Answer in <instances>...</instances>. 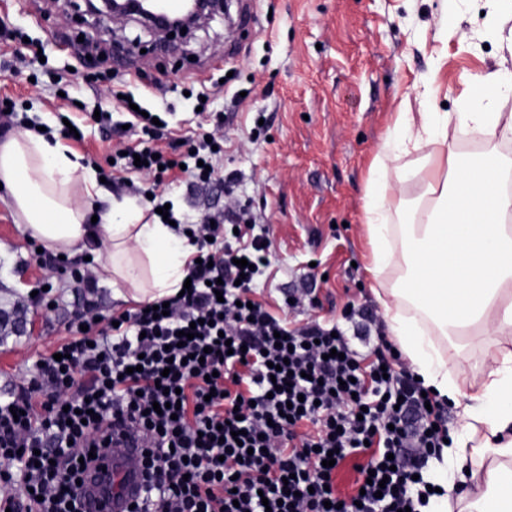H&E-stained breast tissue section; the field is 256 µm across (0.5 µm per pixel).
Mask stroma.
I'll return each instance as SVG.
<instances>
[{"label":"stroma","instance_id":"stroma-1","mask_svg":"<svg viewBox=\"0 0 512 512\" xmlns=\"http://www.w3.org/2000/svg\"><path fill=\"white\" fill-rule=\"evenodd\" d=\"M482 10L480 0H233L232 31L219 14L163 51L134 22L86 15L82 0H0V26L21 29L43 48L15 65L13 43L0 42V100L53 133L67 118L81 127L83 141L69 147L103 179L85 203L99 212L151 185L108 163L117 147L137 140L112 87H124L180 135L221 126L224 155L212 182L181 174L160 186L176 215L196 221L233 200L249 206L271 241L257 297L289 325L334 321L347 308L378 314L365 226L375 158L397 136L400 113L444 110L456 126L459 101L470 93L466 76L512 73ZM62 66L72 86L66 100L51 76ZM189 90L209 93L204 110H192ZM98 109L111 113L110 124L91 119ZM416 157L411 150L388 164L382 205L390 223L424 194L423 175L397 178ZM35 245L0 190V312L12 326L0 340V394L66 339L79 302L69 271L41 269ZM46 279L45 304H32ZM301 291L316 305L284 306L285 295Z\"/></svg>","mask_w":512,"mask_h":512}]
</instances>
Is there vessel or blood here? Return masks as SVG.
<instances>
[{"label": "vessel or blood", "instance_id": "obj_1", "mask_svg": "<svg viewBox=\"0 0 512 512\" xmlns=\"http://www.w3.org/2000/svg\"><path fill=\"white\" fill-rule=\"evenodd\" d=\"M137 454V449H128L126 456L107 459L104 470L89 475L84 490L87 512L103 507L108 512H125L127 503L139 496L141 476L129 464Z\"/></svg>", "mask_w": 512, "mask_h": 512}]
</instances>
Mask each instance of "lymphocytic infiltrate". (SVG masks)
I'll list each match as a JSON object with an SVG mask.
<instances>
[{"label":"lymphocytic infiltrate","instance_id":"1","mask_svg":"<svg viewBox=\"0 0 512 512\" xmlns=\"http://www.w3.org/2000/svg\"><path fill=\"white\" fill-rule=\"evenodd\" d=\"M132 117L142 137L123 168L144 159L154 185L180 164L203 178L223 155L218 137L162 153L172 130ZM175 231L195 260L167 314L140 304L75 316L56 355L0 397V512H83L79 483L94 457L131 443L143 482L132 512H422L449 436L446 404L399 369L390 343L362 355L353 342L371 326L353 311L348 331L313 318L291 329L257 300L269 249L246 211ZM330 456L362 461L350 497L335 490Z\"/></svg>","mask_w":512,"mask_h":512}]
</instances>
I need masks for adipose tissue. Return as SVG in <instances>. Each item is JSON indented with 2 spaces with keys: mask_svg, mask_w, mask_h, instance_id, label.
<instances>
[{
  "mask_svg": "<svg viewBox=\"0 0 512 512\" xmlns=\"http://www.w3.org/2000/svg\"><path fill=\"white\" fill-rule=\"evenodd\" d=\"M476 96L460 100L457 120L481 152L461 156L448 142V127L434 112L421 122L404 117L405 137L419 151L426 204L410 223L389 224L374 203L365 207L372 248L369 271L384 308L386 338L425 387L459 401L460 386L448 367L447 347L486 337L492 368L469 396L464 424L453 434L432 476L443 486L436 512H512V194L503 187L512 157L491 143L512 137V113L496 104L512 97L500 73L473 77ZM0 186L31 235L49 251H70L103 237L108 257L100 279L122 286L136 302L176 294L193 249L159 220H147L135 200L111 202L96 224L82 201L98 193L92 169L60 140L25 131L0 144ZM401 237V249L390 240ZM402 255L410 269L398 287L385 285L388 267ZM468 470V489L450 500L452 471Z\"/></svg>",
  "mask_w": 512,
  "mask_h": 512,
  "instance_id": "ef3b65f1",
  "label": "adipose tissue"
}]
</instances>
